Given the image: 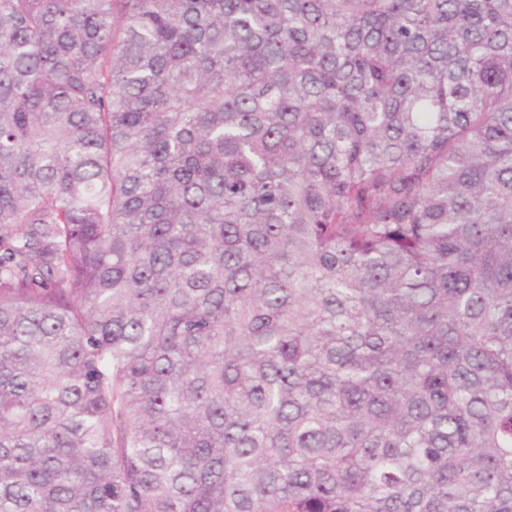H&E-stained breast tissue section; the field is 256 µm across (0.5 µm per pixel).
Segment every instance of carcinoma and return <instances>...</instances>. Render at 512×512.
I'll return each instance as SVG.
<instances>
[{"mask_svg": "<svg viewBox=\"0 0 512 512\" xmlns=\"http://www.w3.org/2000/svg\"><path fill=\"white\" fill-rule=\"evenodd\" d=\"M0 512H512V0H0Z\"/></svg>", "mask_w": 512, "mask_h": 512, "instance_id": "carcinoma-1", "label": "carcinoma"}]
</instances>
